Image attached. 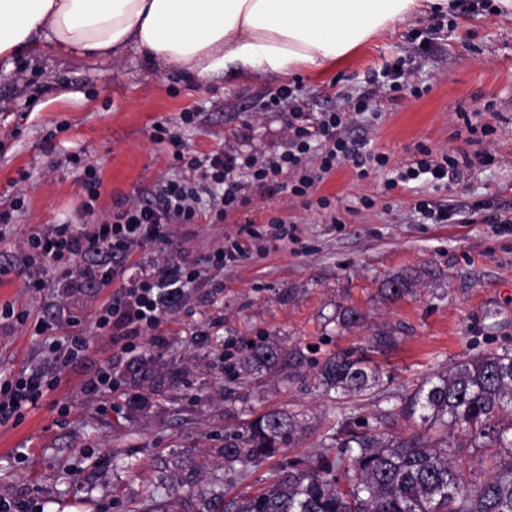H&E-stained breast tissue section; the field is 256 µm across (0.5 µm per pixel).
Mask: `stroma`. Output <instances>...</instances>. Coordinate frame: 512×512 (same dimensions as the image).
Returning a JSON list of instances; mask_svg holds the SVG:
<instances>
[{"label": "stroma", "instance_id": "stroma-1", "mask_svg": "<svg viewBox=\"0 0 512 512\" xmlns=\"http://www.w3.org/2000/svg\"><path fill=\"white\" fill-rule=\"evenodd\" d=\"M492 0H459L433 34V12L397 23L321 75L288 79L216 75L199 82L130 50L90 58L62 50L0 59V265L30 263L25 242L43 224H83V166L99 170L96 217L150 199L156 184L182 176L177 148L204 156L231 144L259 155L288 147V112L260 110L281 86L299 87L308 112L349 110L373 72L406 64L412 84L380 91L373 109L353 113L346 133L371 139L385 167L361 177L344 162L311 196L257 190L221 224H174L169 240L130 261L166 259L207 269L228 238L250 250L186 290L156 335L125 338L98 329L96 315L124 283L24 288L0 282V306L55 319L58 337L82 336L84 358L55 374L56 387L19 421L0 424V501L23 512H131L154 492L168 512L223 472L225 433L270 408L301 411L305 431L279 465L321 450L336 455L339 421L374 423L400 409L417 381L469 355L512 351V20ZM193 122H185V113ZM164 122L174 143L153 142ZM491 134H483V127ZM460 160L451 186L419 180L385 190L420 147ZM326 206H319V199ZM445 205L450 224H429L418 203ZM505 216L473 224L471 213ZM291 237L268 234L270 219ZM415 275L398 298L382 291ZM358 311L354 326L345 310ZM387 337L377 345V337ZM266 337L284 347L278 366L249 383L225 372L229 352ZM366 354L382 372L380 390L349 400L324 394L314 363L333 352ZM46 353L29 325L0 326V372L20 373ZM111 364L117 390L94 395L86 381Z\"/></svg>", "mask_w": 512, "mask_h": 512}]
</instances>
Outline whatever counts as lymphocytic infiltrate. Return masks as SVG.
Instances as JSON below:
<instances>
[{
  "label": "lymphocytic infiltrate",
  "mask_w": 512,
  "mask_h": 512,
  "mask_svg": "<svg viewBox=\"0 0 512 512\" xmlns=\"http://www.w3.org/2000/svg\"><path fill=\"white\" fill-rule=\"evenodd\" d=\"M262 108L289 110L292 119L287 151L262 159L232 147L203 158L176 152V160L196 172V184L171 179L162 182L152 199L126 206L95 223L34 228L27 247L39 253L41 267H22L25 287L39 291L50 280L66 288L80 287L86 281L108 286L136 249L167 241L170 225L197 224L204 218L221 223L250 204L255 188L272 194L286 190L298 197L309 195L321 175L344 161L360 169L369 163L383 167L388 162L387 155L368 149L365 140L346 135V113L309 114L291 87L278 89ZM314 159L319 162L315 168L310 165ZM457 165V158L450 154L429 155L388 180L385 187L390 190L424 176L444 185L452 179ZM199 279L198 270L177 261L153 263L139 275L130 276L126 285L113 293L101 308L96 326L118 330L127 338L157 330L181 306L186 285ZM86 349V342L77 336L53 340L41 365L17 375L1 371L0 424L21 419L36 407L54 390V373L77 361Z\"/></svg>",
  "instance_id": "lymphocytic-infiltrate-1"
}]
</instances>
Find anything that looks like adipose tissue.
I'll return each mask as SVG.
<instances>
[{
  "label": "adipose tissue",
  "instance_id": "1",
  "mask_svg": "<svg viewBox=\"0 0 512 512\" xmlns=\"http://www.w3.org/2000/svg\"><path fill=\"white\" fill-rule=\"evenodd\" d=\"M450 0H0V57L136 50L205 81L333 67L373 36Z\"/></svg>",
  "mask_w": 512,
  "mask_h": 512
}]
</instances>
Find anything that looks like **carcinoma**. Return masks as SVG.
I'll list each match as a JSON object with an SVG mask.
<instances>
[{
	"mask_svg": "<svg viewBox=\"0 0 512 512\" xmlns=\"http://www.w3.org/2000/svg\"><path fill=\"white\" fill-rule=\"evenodd\" d=\"M413 276L384 282L389 297L410 291ZM283 348L271 339L246 346L234 375L273 369ZM325 392L366 396L380 370L353 352L334 353L317 371ZM403 413L419 415L424 432H389L393 412L370 430L342 423L332 459L315 454L275 468L255 492L232 493L245 467L272 459L298 442L299 413L269 409L224 436V474L215 475L198 512H512V352L473 355L421 380ZM470 467L471 479L464 477Z\"/></svg>",
	"mask_w": 512,
	"mask_h": 512,
	"instance_id": "cac0c4a2",
	"label": "carcinoma"
}]
</instances>
